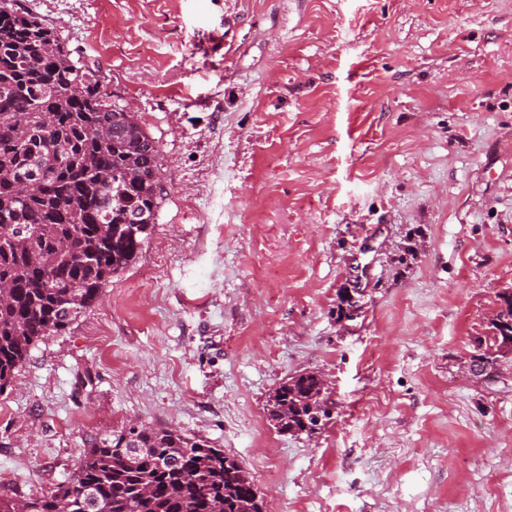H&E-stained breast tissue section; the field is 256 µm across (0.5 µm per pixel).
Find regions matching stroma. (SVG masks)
I'll list each match as a JSON object with an SVG mask.
<instances>
[{
	"instance_id": "35a3bbf8",
	"label": "stroma",
	"mask_w": 512,
	"mask_h": 512,
	"mask_svg": "<svg viewBox=\"0 0 512 512\" xmlns=\"http://www.w3.org/2000/svg\"><path fill=\"white\" fill-rule=\"evenodd\" d=\"M19 3L136 112L166 195L0 394V495L137 422L224 449L267 512H512V355L464 368L512 291V0ZM307 371L333 417L280 433ZM332 405L324 376L311 371L290 377L276 388L267 400L266 409L280 433L311 436L320 432L331 418L328 411ZM317 408L322 410L323 422L317 429L307 428V423L313 425L312 414Z\"/></svg>"
}]
</instances>
